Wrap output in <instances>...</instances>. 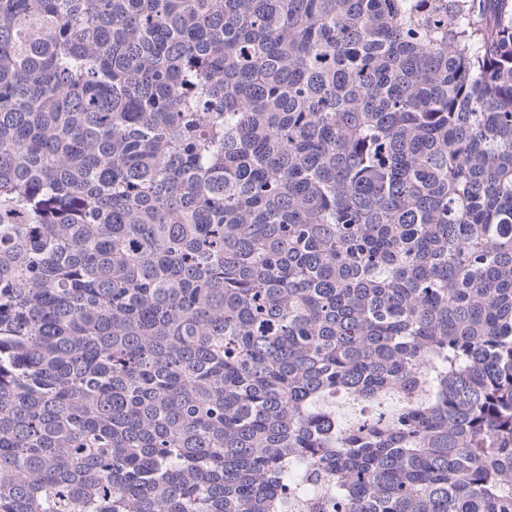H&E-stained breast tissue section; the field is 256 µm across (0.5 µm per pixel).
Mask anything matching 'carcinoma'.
Listing matches in <instances>:
<instances>
[{
    "mask_svg": "<svg viewBox=\"0 0 512 512\" xmlns=\"http://www.w3.org/2000/svg\"><path fill=\"white\" fill-rule=\"evenodd\" d=\"M0 512H512V0H0Z\"/></svg>",
    "mask_w": 512,
    "mask_h": 512,
    "instance_id": "carcinoma-1",
    "label": "carcinoma"
}]
</instances>
